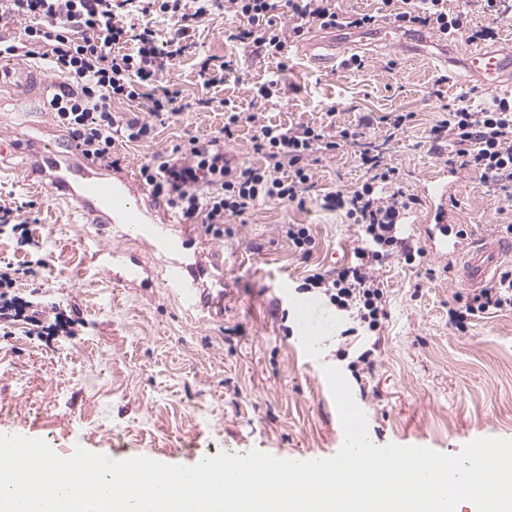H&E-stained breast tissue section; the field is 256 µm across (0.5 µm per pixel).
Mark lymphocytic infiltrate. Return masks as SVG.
<instances>
[{
    "label": "lymphocytic infiltrate",
    "instance_id": "obj_1",
    "mask_svg": "<svg viewBox=\"0 0 512 512\" xmlns=\"http://www.w3.org/2000/svg\"><path fill=\"white\" fill-rule=\"evenodd\" d=\"M374 12L345 17L331 0H224L225 11L243 25L233 41L253 45L256 52L287 59L291 49L311 28H370L379 19L398 27H423L445 41L482 43L496 36L493 24L512 15V0H482L490 25L471 26L465 0H377ZM214 0H0V25L20 24L18 37L0 40L1 58L39 62L56 79L48 101L58 125L66 128L72 145L87 158L113 166L116 143L153 139L158 124L177 119L184 110L178 92L159 81L188 48L194 23L209 15ZM287 8L288 23L276 21L278 8ZM142 14L139 29L125 27L120 13ZM174 19L159 33L155 17ZM147 99L146 113L116 112L113 101ZM241 121L239 112L224 113L219 135L190 137L171 151L143 163L139 175L155 200L182 223L200 226L213 240L234 231L233 222L258 202L304 204L314 186L313 165L320 156L336 155L359 146L367 177L348 192L326 194L329 208L343 210L358 234L350 263L306 276L301 291H316L358 328L379 331L387 320L388 293L378 274L393 256L411 265L424 258L423 248L399 237L398 229L418 203L414 194L392 190L399 168L383 153L361 146L366 117L355 128L335 122L295 121L260 126L253 148L265 152L258 167L239 168L224 150ZM433 142H454L463 167L494 183L512 202V99L459 95L448 117L431 130ZM512 311V270L495 284L455 294L448 322L457 331L499 311Z\"/></svg>",
    "mask_w": 512,
    "mask_h": 512
}]
</instances>
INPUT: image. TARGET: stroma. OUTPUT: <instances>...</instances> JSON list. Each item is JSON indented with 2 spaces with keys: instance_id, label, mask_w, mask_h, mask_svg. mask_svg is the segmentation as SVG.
Returning a JSON list of instances; mask_svg holds the SVG:
<instances>
[{
  "instance_id": "1",
  "label": "stroma",
  "mask_w": 512,
  "mask_h": 512,
  "mask_svg": "<svg viewBox=\"0 0 512 512\" xmlns=\"http://www.w3.org/2000/svg\"><path fill=\"white\" fill-rule=\"evenodd\" d=\"M238 20L217 11L194 24L190 47L163 78L179 90L186 109L159 127L153 141L118 148L113 177L144 190L141 163L189 137L207 138L224 124L225 107L254 113L258 123L237 127L226 148L239 164L259 166L253 149L257 124L335 118L357 125L370 113H412L405 129L379 124L370 142L396 158L403 187L421 194L435 169L459 170L455 221L487 236L512 224V207L479 174L460 169L455 148L432 146L429 131L446 119L464 90L512 97L510 86H482L464 69L451 82L404 51L357 49L363 64L338 60L312 65L301 47L287 64L227 41ZM238 60L222 83L204 85V59ZM285 86L271 100L258 95L269 80ZM65 144L47 102L20 103L0 89V198L33 202L34 239L46 263L35 281L56 307L62 331L33 336L25 321L0 329V434L19 430L46 442L57 455L80 446L116 460L147 456L193 465L219 451L246 455L257 449L278 458H328L344 436L326 391L324 366L338 367L364 410L378 445L428 447L454 455L474 439L512 438V311L488 315L466 332L448 324V305L466 292L458 272L405 265L397 257L379 271L389 295L388 322L380 334L350 336L347 318L324 296L302 293L304 278L319 267L350 262L356 236L342 212L322 198L362 183L365 171L353 148L321 159L304 207L263 203L221 241L224 315L204 320L180 309L166 291L118 288L90 269L85 246L93 225L78 223L70 202L50 190L29 188L32 157L26 140ZM280 224L308 225L315 239L303 259L276 232ZM310 304L301 320L294 301ZM373 350L375 368L355 374L351 363Z\"/></svg>"
}]
</instances>
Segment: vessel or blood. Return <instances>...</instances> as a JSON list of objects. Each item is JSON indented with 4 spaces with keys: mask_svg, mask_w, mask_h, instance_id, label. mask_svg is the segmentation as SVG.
<instances>
[{
    "mask_svg": "<svg viewBox=\"0 0 512 512\" xmlns=\"http://www.w3.org/2000/svg\"><path fill=\"white\" fill-rule=\"evenodd\" d=\"M382 44L401 49L405 38L391 25L373 33L356 32L340 42L313 39L311 60L320 66L335 64L338 52L352 47ZM428 38L417 39L412 52L427 59L434 68L462 66L472 78L498 86L512 81V44L504 48H482L456 57L448 49L440 53L427 52ZM8 86L25 99L46 97L51 89L46 74L39 68L20 63H0V87ZM34 163L30 175L45 184L50 191L60 194L73 205L78 218L95 224L97 234L88 249L90 264L111 275L115 286L136 288L153 282V271L139 258L128 253L120 242L134 235L147 240L160 254L166 278L165 288L187 310L217 314L224 308V291L202 287L195 275V264L186 260L187 243L174 233L173 218L165 209L145 212L133 196L126 181L113 180L105 167L84 158L75 149L62 152L44 147L38 141L28 144ZM455 184L449 181L447 169L435 172L422 186L428 200L436 202L435 224L424 238V248L434 260L444 266L462 264L465 282L482 287L492 282L501 260L512 255V248L504 241L478 235L456 234L451 228L452 215L448 209L453 199ZM115 238V246H107L105 237Z\"/></svg>",
    "mask_w": 512,
    "mask_h": 512,
    "instance_id": "vessel-or-blood-1",
    "label": "vessel or blood"
}]
</instances>
